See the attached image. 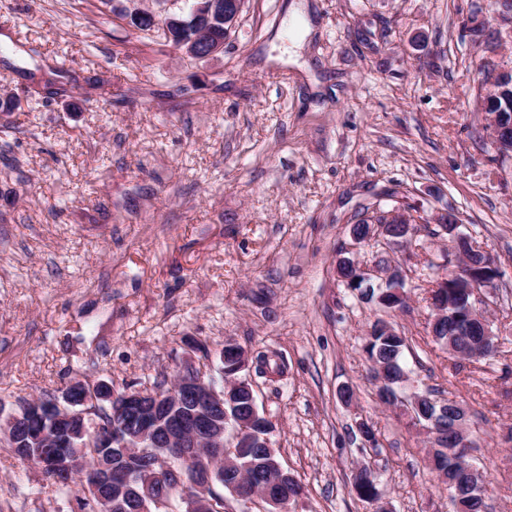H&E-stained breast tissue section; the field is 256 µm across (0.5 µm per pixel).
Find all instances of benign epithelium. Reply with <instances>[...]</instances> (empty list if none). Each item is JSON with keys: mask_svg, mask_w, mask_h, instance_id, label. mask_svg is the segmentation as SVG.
<instances>
[{"mask_svg": "<svg viewBox=\"0 0 512 512\" xmlns=\"http://www.w3.org/2000/svg\"><path fill=\"white\" fill-rule=\"evenodd\" d=\"M241 11V0H192L189 11L164 19L163 30L171 45L194 59H209L224 51V41L234 28ZM123 17L131 27L141 29L143 25H158V16L150 7H136L124 11ZM512 87V63L506 59L496 65L487 67L478 83L477 111L488 116L487 133L496 150L503 157H512V120L504 112H493L490 104ZM391 223L400 224L405 235L399 239L388 236L385 225H368L367 235L360 237L351 233L354 244H361L368 239H376L385 244L401 245L412 236L410 219L403 213L391 216ZM453 260L448 264V273L440 278L430 292V306L433 321L443 319L451 306L448 283L458 286L467 285L473 297V307L461 322V330L481 331L487 339L493 340V348H498L495 335L490 329V320L485 311L480 309L482 299L479 288L470 276L471 261L460 249L451 248ZM353 275L347 280L346 287L356 288L366 283L371 277L381 278L384 287L405 284L404 270L399 264L387 263L372 269L358 261L351 263ZM224 348L238 353L235 370L220 369L221 384L205 381L195 367L187 363L177 374L176 380L163 391L133 390L112 393V416L115 426L104 432L95 429L98 445L102 448H118L120 455L110 464H101L94 469L85 468L82 460L72 453L75 434L43 427L47 418L56 411L66 410L71 395L77 390L86 391L82 401V419L89 412V407L96 404L94 389L82 382H74L64 389L63 402L47 411L40 409V402L33 403V411L27 415L24 433L21 439L31 440L38 447L35 468L45 477L57 479L75 472L81 473L82 480L98 484H112L116 495L109 504L111 512H120L124 493L131 489L136 480L134 461L139 456L138 449L149 448L158 440L171 449V456L177 464L212 469L210 462L197 453V448L205 445L209 448L226 449L237 443L250 442L251 420L229 415L226 406H235L239 390L249 384L241 372L248 368V353L234 344ZM456 462L472 478L478 480L481 489H486V479L482 472L468 462V448L472 442L468 439L464 423L456 427ZM280 480L274 475L265 483L257 484L254 479L242 471H237L230 482L233 496L248 506L259 499L265 504H277L281 512H290L292 505L301 499V494L282 496L279 494ZM197 493L183 498L184 512H211L213 501L208 495V484L196 485Z\"/></svg>", "mask_w": 512, "mask_h": 512, "instance_id": "1", "label": "benign epithelium"}]
</instances>
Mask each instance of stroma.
<instances>
[{
  "label": "stroma",
  "instance_id": "35a3bbf8",
  "mask_svg": "<svg viewBox=\"0 0 512 512\" xmlns=\"http://www.w3.org/2000/svg\"><path fill=\"white\" fill-rule=\"evenodd\" d=\"M471 3L244 0L199 61L101 0H0V411L77 378L150 389L188 359L214 378L233 342L284 365L250 379L298 512H370L359 466L391 512H448L423 428L371 380L385 320L409 376L465 409L487 512H512V160L476 110L478 70L512 45ZM379 209L415 218L407 246L353 245ZM447 211L502 271L498 351L473 364L430 334ZM344 258L404 264L405 308L344 288ZM0 512L78 508L0 439Z\"/></svg>",
  "mask_w": 512,
  "mask_h": 512
}]
</instances>
